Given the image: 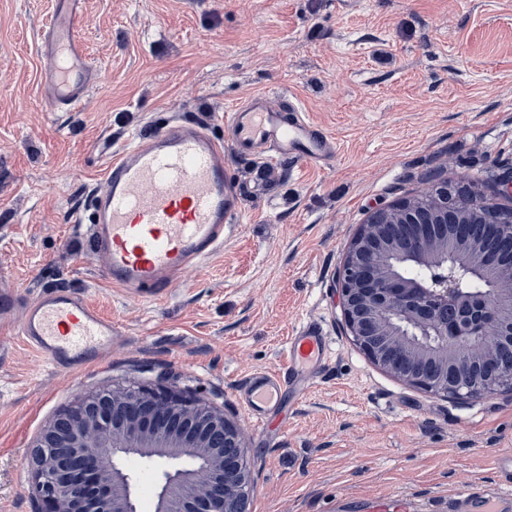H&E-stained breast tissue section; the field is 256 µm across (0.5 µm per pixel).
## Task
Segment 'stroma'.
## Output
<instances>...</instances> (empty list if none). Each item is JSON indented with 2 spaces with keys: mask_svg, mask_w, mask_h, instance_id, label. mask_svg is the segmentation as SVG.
I'll return each instance as SVG.
<instances>
[{
  "mask_svg": "<svg viewBox=\"0 0 512 512\" xmlns=\"http://www.w3.org/2000/svg\"><path fill=\"white\" fill-rule=\"evenodd\" d=\"M55 0H0V289L82 292L117 334L75 375L16 342L0 352V512H40L27 460L41 432L103 384L222 409L254 462L251 512H456L459 488H502L512 392L425 393L373 364L344 326L337 270L370 211L423 180L466 175L488 197L512 170V0H82L105 84L76 109L40 95ZM295 98L338 142L329 168L229 156L241 201L221 251L146 302L110 285L74 221L113 151L172 115L224 133L249 95ZM314 320L331 354L266 431L239 395L279 371Z\"/></svg>",
  "mask_w": 512,
  "mask_h": 512,
  "instance_id": "35a3bbf8",
  "label": "stroma"
}]
</instances>
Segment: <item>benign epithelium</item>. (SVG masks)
<instances>
[{
  "mask_svg": "<svg viewBox=\"0 0 512 512\" xmlns=\"http://www.w3.org/2000/svg\"><path fill=\"white\" fill-rule=\"evenodd\" d=\"M374 209L337 272L346 329L376 365L444 397L512 390V210L494 224L441 186L429 209ZM393 258L478 270L486 294L465 299L455 281L432 290L392 273ZM145 448L188 469L162 473L155 512H249L252 463L238 425L201 398L105 384L57 413L30 452L42 512H140L124 460Z\"/></svg>",
  "mask_w": 512,
  "mask_h": 512,
  "instance_id": "obj_1",
  "label": "benign epithelium"
}]
</instances>
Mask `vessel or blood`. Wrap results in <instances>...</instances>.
Returning a JSON list of instances; mask_svg holds the SVG:
<instances>
[{"label":"vessel or blood","instance_id":"1","mask_svg":"<svg viewBox=\"0 0 512 512\" xmlns=\"http://www.w3.org/2000/svg\"><path fill=\"white\" fill-rule=\"evenodd\" d=\"M59 6L41 32L42 97L50 111L81 104L102 81L84 48L80 0ZM224 138L201 125L170 121L112 157L102 190L89 197V255L108 283L149 298L175 285L184 268L215 253L239 207L226 154L279 159L327 168L337 158L332 136L297 101L282 106L271 94L245 99L224 116ZM115 326L78 291L47 288L32 300L0 295V349L19 339L54 371L72 374L112 347ZM287 365L252 377L245 407L265 429L283 387L304 393L328 361L322 326L306 322L288 338ZM462 512H512V495L485 494L477 485L457 492Z\"/></svg>","mask_w":512,"mask_h":512}]
</instances>
